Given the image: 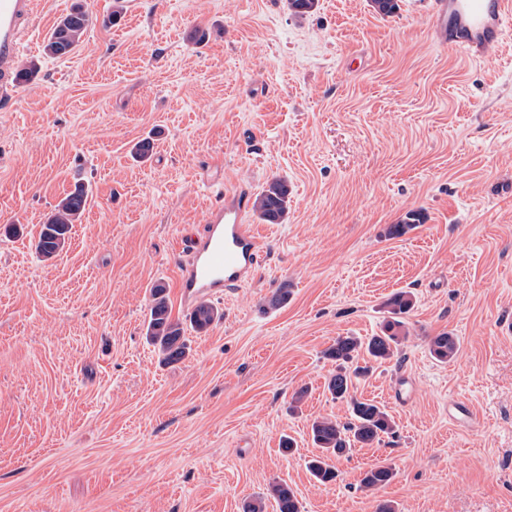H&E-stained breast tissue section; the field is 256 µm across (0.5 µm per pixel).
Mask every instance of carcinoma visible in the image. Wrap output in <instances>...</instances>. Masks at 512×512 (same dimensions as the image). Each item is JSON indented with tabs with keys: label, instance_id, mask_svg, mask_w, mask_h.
I'll return each mask as SVG.
<instances>
[{
	"label": "carcinoma",
	"instance_id": "cac0c4a2",
	"mask_svg": "<svg viewBox=\"0 0 512 512\" xmlns=\"http://www.w3.org/2000/svg\"><path fill=\"white\" fill-rule=\"evenodd\" d=\"M318 0H287L288 9L297 17L303 18L312 13ZM91 16L84 6L76 3L53 27L44 43V52L50 56H64L73 52L82 42ZM154 151V139L150 136L137 141L131 148L134 159L144 162L151 158ZM291 189L288 181L281 177L269 180L266 186L253 200V212L266 224H283L288 219ZM89 191L82 185L67 193L42 225L37 252L45 259L58 255L65 245L68 234L85 211ZM417 216L410 212L396 224L386 229L390 237H400L416 226ZM413 306L411 295L407 291L393 294L385 303L388 319L380 332L368 336H338L325 351V357L336 362V373L327 382V390L332 398L344 401L350 409V420L346 423L322 418L311 425V439L321 455L309 462L311 475L326 485L338 478L336 467L330 464L331 458H340L359 446H371L381 441L382 436L392 432L394 421L391 416L371 399L359 398L355 393L356 383L369 373L367 363H383L398 354L401 340L406 337V315ZM224 317L223 311L207 300L195 305L189 314V325L197 332H204L216 321ZM146 339L152 345L163 364L178 362L188 352L184 323L171 316L166 288L157 286L151 292ZM429 352L439 362L453 359L459 351L456 337L442 333L430 339ZM394 477L392 467L376 464L364 471L361 486L378 490L386 486ZM278 512H301L294 492L286 485L271 487Z\"/></svg>",
	"mask_w": 512,
	"mask_h": 512
}]
</instances>
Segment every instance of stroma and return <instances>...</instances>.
<instances>
[{"instance_id": "obj_1", "label": "stroma", "mask_w": 512, "mask_h": 512, "mask_svg": "<svg viewBox=\"0 0 512 512\" xmlns=\"http://www.w3.org/2000/svg\"><path fill=\"white\" fill-rule=\"evenodd\" d=\"M73 2L43 0L19 57L38 72L0 112V512H276L275 484L301 512H512V29L468 59L434 38L428 0L388 16L318 0L303 18L286 0H124L114 25L113 0H81L83 43L48 58ZM216 169L253 195L286 178L288 221L262 226L254 280L163 365L150 289L188 316L172 258ZM78 183L91 202L42 259ZM410 211L417 227L387 237ZM399 290L408 336L358 386L394 430L320 484L310 426L349 418L323 352L379 332ZM443 332L460 341L447 363L428 351ZM452 398L472 423L449 421ZM382 462L391 482L363 489ZM88 198V189L78 185L60 199L45 224L42 225L36 243V250L43 258H53L62 250L72 224H75L85 211Z\"/></svg>"}]
</instances>
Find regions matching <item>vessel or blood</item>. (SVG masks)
Listing matches in <instances>:
<instances>
[{
    "label": "vessel or blood",
    "mask_w": 512,
    "mask_h": 512,
    "mask_svg": "<svg viewBox=\"0 0 512 512\" xmlns=\"http://www.w3.org/2000/svg\"><path fill=\"white\" fill-rule=\"evenodd\" d=\"M40 0H0V99L17 96V61L37 17ZM432 18L451 48L470 56L502 42L512 27V0H434ZM242 192L213 193L199 231L186 234L175 255L176 286L184 306L199 298H223L225 290L251 282L267 250L265 238L246 220Z\"/></svg>",
    "instance_id": "obj_1"
}]
</instances>
